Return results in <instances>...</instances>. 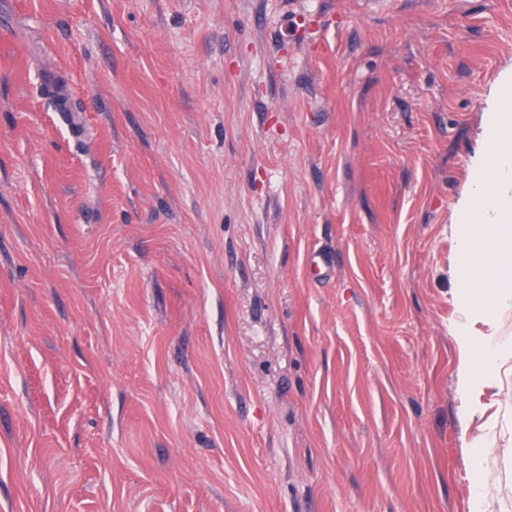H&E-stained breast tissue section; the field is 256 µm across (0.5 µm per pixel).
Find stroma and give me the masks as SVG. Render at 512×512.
I'll use <instances>...</instances> for the list:
<instances>
[{
    "label": "stroma",
    "mask_w": 512,
    "mask_h": 512,
    "mask_svg": "<svg viewBox=\"0 0 512 512\" xmlns=\"http://www.w3.org/2000/svg\"><path fill=\"white\" fill-rule=\"evenodd\" d=\"M511 75L512 0H0V512H470Z\"/></svg>",
    "instance_id": "35a3bbf8"
}]
</instances>
